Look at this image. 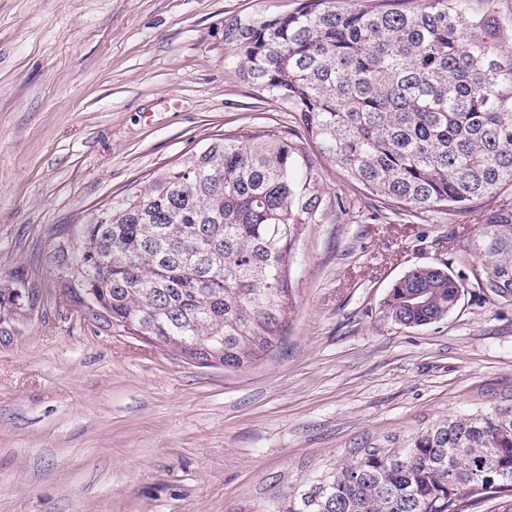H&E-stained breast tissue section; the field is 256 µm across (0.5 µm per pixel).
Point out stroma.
Wrapping results in <instances>:
<instances>
[{
    "label": "stroma",
    "instance_id": "stroma-1",
    "mask_svg": "<svg viewBox=\"0 0 512 512\" xmlns=\"http://www.w3.org/2000/svg\"><path fill=\"white\" fill-rule=\"evenodd\" d=\"M301 0H0V280L40 290L0 344V512H271L278 490L454 414L512 402V305L468 283L421 327L382 303L410 268L469 271L501 205L393 220L312 155L329 196L290 268L287 325L238 370L96 330L56 297L64 226L215 134L301 128L247 84L225 29Z\"/></svg>",
    "mask_w": 512,
    "mask_h": 512
}]
</instances>
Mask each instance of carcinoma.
I'll return each instance as SVG.
<instances>
[{"label":"carcinoma","mask_w":512,"mask_h":512,"mask_svg":"<svg viewBox=\"0 0 512 512\" xmlns=\"http://www.w3.org/2000/svg\"><path fill=\"white\" fill-rule=\"evenodd\" d=\"M303 0L228 28L242 79L290 104L307 139L216 134L149 185L92 212L47 257L57 288L96 329L141 337L203 367L241 368L272 348L292 304L290 263L328 205L307 144L393 213L468 212L512 189V52L494 0ZM477 287L512 302V209L465 242ZM463 289L448 267L396 280L384 316L443 320ZM39 290L0 282V344ZM508 477L512 405L452 415L398 448L371 446L283 491L272 512H460Z\"/></svg>","instance_id":"cac0c4a2"}]
</instances>
